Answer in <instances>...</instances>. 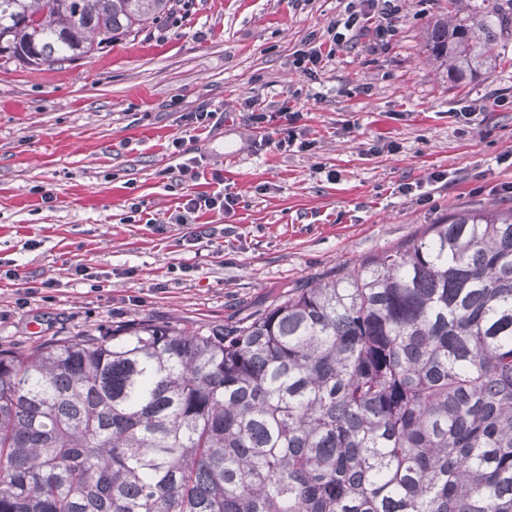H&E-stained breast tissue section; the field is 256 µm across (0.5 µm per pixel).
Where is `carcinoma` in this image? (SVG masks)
<instances>
[{
  "instance_id": "obj_1",
  "label": "carcinoma",
  "mask_w": 512,
  "mask_h": 512,
  "mask_svg": "<svg viewBox=\"0 0 512 512\" xmlns=\"http://www.w3.org/2000/svg\"><path fill=\"white\" fill-rule=\"evenodd\" d=\"M172 0H0V61L88 57ZM500 12L435 29L489 67ZM0 512H512V209L459 211L252 320L0 349Z\"/></svg>"
}]
</instances>
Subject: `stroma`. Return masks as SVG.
Listing matches in <instances>:
<instances>
[{
    "mask_svg": "<svg viewBox=\"0 0 512 512\" xmlns=\"http://www.w3.org/2000/svg\"><path fill=\"white\" fill-rule=\"evenodd\" d=\"M474 2L401 0L387 47L358 33L314 81L295 53L348 0H178L104 52L0 64V349L140 319L235 326L455 212L511 209L512 42L461 78L426 52ZM284 105L296 124L251 120ZM200 109L214 126L187 125ZM221 185L231 213L169 223Z\"/></svg>",
    "mask_w": 512,
    "mask_h": 512,
    "instance_id": "1",
    "label": "stroma"
}]
</instances>
